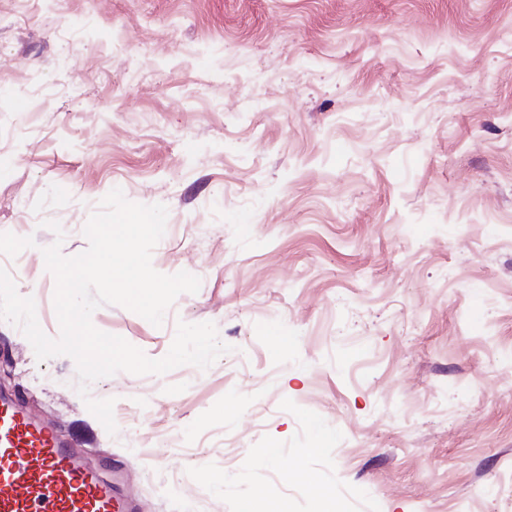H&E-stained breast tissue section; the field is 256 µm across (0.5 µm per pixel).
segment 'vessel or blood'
<instances>
[{
	"label": "vessel or blood",
	"instance_id": "b4317fda",
	"mask_svg": "<svg viewBox=\"0 0 512 512\" xmlns=\"http://www.w3.org/2000/svg\"><path fill=\"white\" fill-rule=\"evenodd\" d=\"M0 512H136L48 423L0 396Z\"/></svg>",
	"mask_w": 512,
	"mask_h": 512
}]
</instances>
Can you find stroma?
I'll list each match as a JSON object with an SVG mask.
<instances>
[{"mask_svg": "<svg viewBox=\"0 0 512 512\" xmlns=\"http://www.w3.org/2000/svg\"><path fill=\"white\" fill-rule=\"evenodd\" d=\"M0 55V267L42 331L43 248L83 252L118 188L201 286L94 326L231 347L84 398L0 320L1 393L140 512H314L317 483L336 512H512V0H0Z\"/></svg>", "mask_w": 512, "mask_h": 512, "instance_id": "35a3bbf8", "label": "stroma"}]
</instances>
